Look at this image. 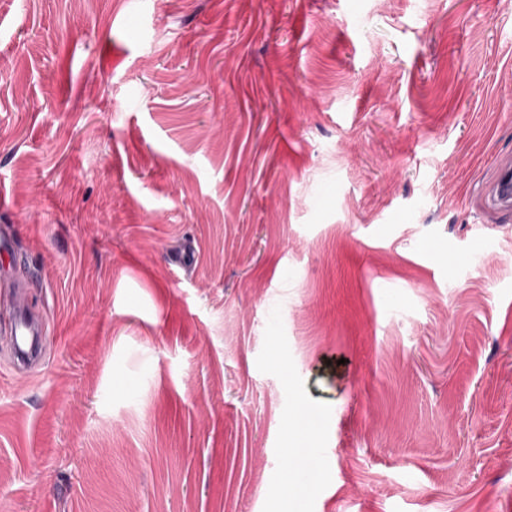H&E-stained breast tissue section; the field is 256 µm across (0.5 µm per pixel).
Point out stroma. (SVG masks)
<instances>
[{
  "instance_id": "35a3bbf8",
  "label": "stroma",
  "mask_w": 512,
  "mask_h": 512,
  "mask_svg": "<svg viewBox=\"0 0 512 512\" xmlns=\"http://www.w3.org/2000/svg\"><path fill=\"white\" fill-rule=\"evenodd\" d=\"M508 159L512 0H0V512H512ZM488 199L496 206L512 208V169L503 167L498 174L487 184ZM14 358L20 364L36 366L40 359L39 321L28 309L17 303L11 325Z\"/></svg>"
}]
</instances>
